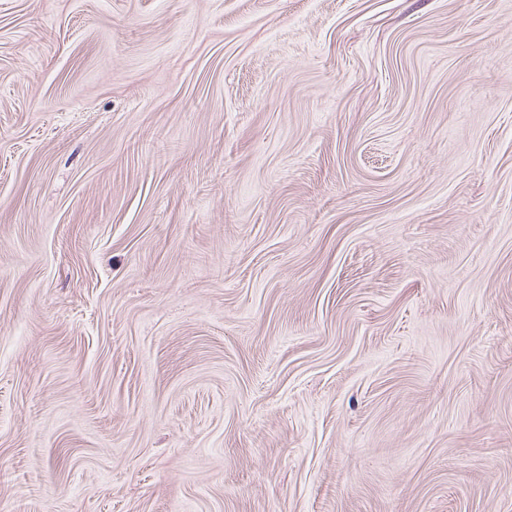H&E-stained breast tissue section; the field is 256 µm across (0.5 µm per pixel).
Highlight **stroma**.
Wrapping results in <instances>:
<instances>
[{"label": "stroma", "mask_w": 512, "mask_h": 512, "mask_svg": "<svg viewBox=\"0 0 512 512\" xmlns=\"http://www.w3.org/2000/svg\"><path fill=\"white\" fill-rule=\"evenodd\" d=\"M0 512H512V0H0Z\"/></svg>", "instance_id": "stroma-1"}]
</instances>
